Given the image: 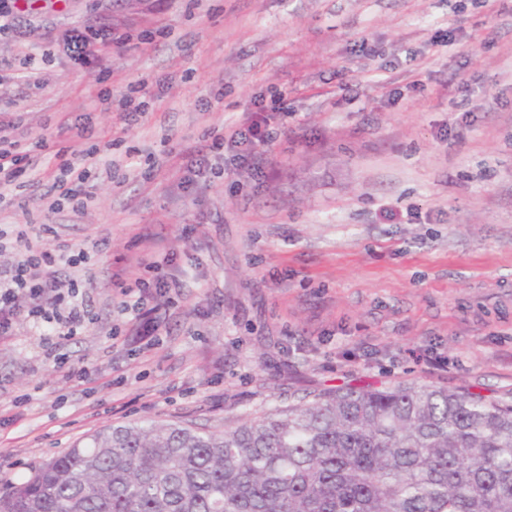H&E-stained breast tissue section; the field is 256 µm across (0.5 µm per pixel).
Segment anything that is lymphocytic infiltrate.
I'll return each instance as SVG.
<instances>
[{
	"label": "lymphocytic infiltrate",
	"instance_id": "obj_1",
	"mask_svg": "<svg viewBox=\"0 0 512 512\" xmlns=\"http://www.w3.org/2000/svg\"><path fill=\"white\" fill-rule=\"evenodd\" d=\"M114 41L111 27L87 26L73 29L62 39L61 47L66 56L77 65L94 62L102 46ZM272 112L250 113L240 123L231 125L224 135L215 137L210 144L186 150L189 159L188 174L184 177L183 190L202 192L224 172L225 151H232L233 164L239 168L262 170L261 146L272 139ZM88 123L69 126L68 143L55 148L46 136H39L34 148H27L10 134L0 133V203L7 191L25 173L35 170L32 150L49 155L56 173L50 185L51 192L67 200L72 211L83 209L89 199L87 183L110 175V167L101 163L103 155L112 149L111 142H90ZM84 249L68 245L48 250L25 245L19 259L10 269H0V337L11 335L19 315H26L34 323L46 326L49 335L73 336L84 329L90 320V311L78 285L57 278L55 267L73 266L88 261ZM150 278L134 280L113 276L112 286L121 296L137 295L139 300L167 297L180 288L186 272L175 262L166 266L152 265Z\"/></svg>",
	"mask_w": 512,
	"mask_h": 512
}]
</instances>
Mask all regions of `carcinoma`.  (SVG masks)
I'll use <instances>...</instances> for the list:
<instances>
[{
    "label": "carcinoma",
    "mask_w": 512,
    "mask_h": 512,
    "mask_svg": "<svg viewBox=\"0 0 512 512\" xmlns=\"http://www.w3.org/2000/svg\"><path fill=\"white\" fill-rule=\"evenodd\" d=\"M0 512H512V404L338 388L220 432L112 425L0 486Z\"/></svg>",
    "instance_id": "obj_1"
}]
</instances>
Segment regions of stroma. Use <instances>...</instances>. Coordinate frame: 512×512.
Masks as SVG:
<instances>
[{"label":"stroma","mask_w":512,"mask_h":512,"mask_svg":"<svg viewBox=\"0 0 512 512\" xmlns=\"http://www.w3.org/2000/svg\"><path fill=\"white\" fill-rule=\"evenodd\" d=\"M14 16L0 121L27 140L90 116L126 174L77 214L42 184L0 207L44 248L89 251L59 275L92 314L48 344L26 320L0 339L1 483L111 425L219 430L345 386L512 401V0H20ZM103 23L124 43L100 65L59 52ZM30 64L40 85L16 78ZM103 88L136 89L141 125L100 111ZM277 95L268 175L230 166L183 193L182 150ZM150 248L189 275L138 336L112 276Z\"/></svg>","instance_id":"35a3bbf8"}]
</instances>
